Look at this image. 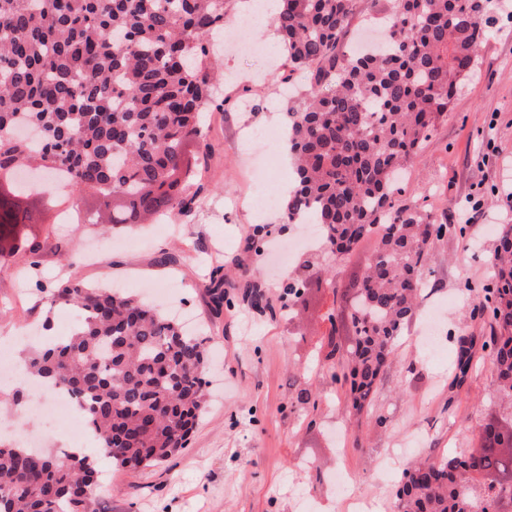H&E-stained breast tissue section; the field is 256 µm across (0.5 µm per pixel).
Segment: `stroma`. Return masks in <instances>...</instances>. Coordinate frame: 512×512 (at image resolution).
Returning a JSON list of instances; mask_svg holds the SVG:
<instances>
[{"label": "stroma", "instance_id": "1", "mask_svg": "<svg viewBox=\"0 0 512 512\" xmlns=\"http://www.w3.org/2000/svg\"><path fill=\"white\" fill-rule=\"evenodd\" d=\"M492 4L476 71L460 81L399 197L405 205L427 199L439 222L464 230L434 245L415 315L420 321L442 309L445 337L426 352L408 328L373 397L372 418L347 422L346 434L336 432L348 402L345 387L330 379L329 353L351 338L334 330L328 315L362 277L377 238H362L334 262L321 242L290 261L285 249L298 228L283 207L261 216L245 207L256 187L286 199L292 174L281 153L262 164L242 145L244 132L283 126L288 101L265 57L214 40L224 108L202 114V140L188 148L202 170L192 222L113 230L74 224L64 233L41 205L36 223L18 228V235H38L42 250L33 279L19 258L0 259L1 353L19 357L20 336L45 322L50 340L70 335L71 310L49 308L46 300L69 276L106 279L145 299L151 289L169 288L170 305L190 313L207 338L210 395L186 447L162 464L124 471L86 447L100 470L93 512H302L305 504L309 512H336L340 475L351 492L371 495L377 512H391L396 482L415 456L478 447L482 422L512 418L511 409L489 401L493 382L481 347L472 351L467 379L453 382L459 328L472 336L489 329L486 320L464 318L472 290L488 279V259L512 227V0ZM245 94L263 109L240 111ZM104 234L111 250L90 255ZM219 267L228 286L217 309L206 286ZM294 278L305 289L291 299L283 286ZM257 288L265 307L251 302ZM378 414L387 427L375 426Z\"/></svg>", "mask_w": 512, "mask_h": 512}]
</instances>
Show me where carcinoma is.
Instances as JSON below:
<instances>
[{"mask_svg":"<svg viewBox=\"0 0 512 512\" xmlns=\"http://www.w3.org/2000/svg\"><path fill=\"white\" fill-rule=\"evenodd\" d=\"M273 27L288 64L310 86L284 113L296 159L287 221L322 225L331 254L378 234L367 274L350 294L354 338L332 367L352 410L371 406L379 374L416 313L432 246L457 235L426 205L397 206L395 175L413 164L451 93L475 65L489 0H391L388 36L371 53L342 39L357 0H281ZM227 0H0V168L31 159L67 171L71 188L112 208L111 224L190 217L187 147L212 92L209 37L224 30ZM0 213L31 224V206L0 189ZM42 242L19 247L25 269ZM478 289L489 308L490 369L512 405V251L494 253ZM224 304V274L207 285ZM73 306L63 341L25 359L26 376L82 405L99 454L118 469L165 462L185 447L205 403L206 339L186 334L157 308L111 288L69 278L48 297ZM485 425L483 445L428 456L405 469L396 512H487L482 492L512 503V432ZM97 458L72 448L39 455L0 443V512H93Z\"/></svg>","mask_w":512,"mask_h":512,"instance_id":"carcinoma-1","label":"carcinoma"}]
</instances>
